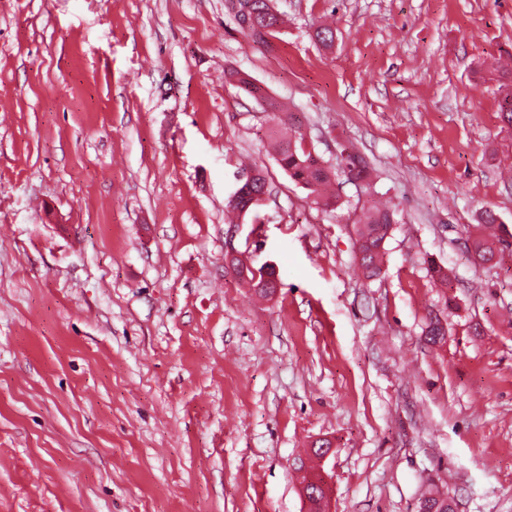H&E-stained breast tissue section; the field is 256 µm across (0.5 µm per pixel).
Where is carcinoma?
Segmentation results:
<instances>
[{
	"mask_svg": "<svg viewBox=\"0 0 512 512\" xmlns=\"http://www.w3.org/2000/svg\"><path fill=\"white\" fill-rule=\"evenodd\" d=\"M224 79L237 82L254 98H265L259 87L237 72L224 73ZM277 155V162L288 177L307 189L313 202L326 210H335L336 196L330 192V188L336 177L342 176L349 182L360 181L366 187L373 182V169L359 154L348 151L336 165H329L308 150L303 134L296 129L291 131L288 138L277 143ZM395 223L397 211L393 207L363 204L353 212L351 224L356 258L369 278L381 272L386 255L385 243ZM265 277H277L275 269L261 267L255 272L249 269L247 275L240 276V279L246 280L259 295L266 297L268 293L258 289L259 282Z\"/></svg>",
	"mask_w": 512,
	"mask_h": 512,
	"instance_id": "carcinoma-1",
	"label": "carcinoma"
}]
</instances>
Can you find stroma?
<instances>
[{
  "instance_id": "35a3bbf8",
  "label": "stroma",
  "mask_w": 512,
  "mask_h": 512,
  "mask_svg": "<svg viewBox=\"0 0 512 512\" xmlns=\"http://www.w3.org/2000/svg\"><path fill=\"white\" fill-rule=\"evenodd\" d=\"M276 7L258 42L230 0H0V512H306L318 470L329 512H512V248L472 247L486 208L512 234V0ZM274 103L371 191L313 204ZM253 165L254 218L228 208ZM368 200L400 214L373 279ZM250 170L256 174L255 179L251 183V180L253 177V173H251V172L240 176V178L238 179L239 184H238L237 188L235 189V191L233 192V194L230 196V201L235 202V203H232L230 201L228 203V207H230L233 211H237L239 214H242L243 216H246L248 214H256L257 209L259 207L258 205H261L266 199V194L264 192H266V186L268 183L266 181V176H265L264 171L257 167H252V168H250ZM246 184L247 185L251 184V186H250L251 191H253L255 193H261V192L264 193V194H261V195L255 197L254 201L252 202V203H256L258 205L253 204V205L249 206L247 209H246V207L248 204V200L241 199L240 201L236 202L238 200L239 196L241 195L242 190L246 186Z\"/></svg>"
}]
</instances>
